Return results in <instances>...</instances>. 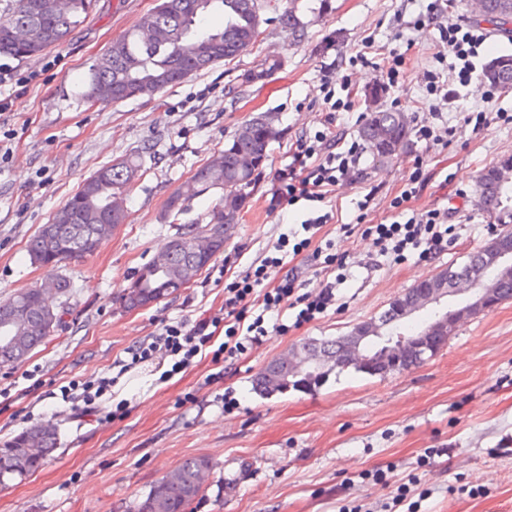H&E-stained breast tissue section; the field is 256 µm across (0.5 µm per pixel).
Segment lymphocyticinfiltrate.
Instances as JSON below:
<instances>
[{"instance_id":"lymphocytic-infiltrate-1","label":"lymphocytic infiltrate","mask_w":512,"mask_h":512,"mask_svg":"<svg viewBox=\"0 0 512 512\" xmlns=\"http://www.w3.org/2000/svg\"><path fill=\"white\" fill-rule=\"evenodd\" d=\"M335 111H326L323 130L316 134L314 143L300 141L287 167L276 174L277 188L271 198L272 208L293 205L299 201L324 202L332 193L340 174L348 172L360 162L356 147L340 151L336 148ZM373 235L379 255L402 261L407 253L419 250L430 253L448 242L449 228L443 224L439 213H427L425 219L407 220L405 223L373 224L367 229ZM268 266H259L252 279L234 281L224 288L222 313L200 316L191 323L166 324L158 332L147 336L129 350L131 365L137 366L156 359L171 360V374H178L191 366L195 357L209 346L211 326L227 322L230 344L221 347L225 359H234L245 349L260 345L266 334L264 316L278 313L284 307L297 309L296 323L314 320L316 314L324 312L336 302V286L326 283L317 292H300L295 277H280L277 285L264 293H257L267 277ZM245 326L244 336H237V326ZM112 379L103 378L95 382L74 381L64 387L61 397L71 413L82 416L95 413L96 402L109 392Z\"/></svg>"}]
</instances>
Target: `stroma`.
<instances>
[{
    "label": "stroma",
    "instance_id": "1",
    "mask_svg": "<svg viewBox=\"0 0 512 512\" xmlns=\"http://www.w3.org/2000/svg\"><path fill=\"white\" fill-rule=\"evenodd\" d=\"M156 0H95L67 37L41 55L0 57V300L48 274L26 245L91 173L135 155L141 175L127 191L128 217L97 251L55 270L72 285L62 323L21 363L0 367V443L54 423L60 446L36 472L0 486V512H132L165 473L185 459L209 461L207 483L190 512H512V299L462 320L445 348L419 368L384 376L348 369L316 389L263 396L257 373L308 338L341 336L378 316L419 280L466 261L503 227L476 202L480 171L512 157V90L485 97L458 81L462 66L443 37L454 23L481 36L473 59L512 54V38L480 22L471 0H297L307 36L289 42L276 7L261 11L259 40L236 68L218 64L154 97L89 106L83 81L94 60L136 27ZM404 58L402 78L387 72ZM279 62L264 86L243 83L261 61ZM438 79L439 91L429 88ZM459 91L457 103L442 100ZM337 133L359 142L378 109L404 112L407 142L379 164L363 153L305 232V203L269 211L276 172L298 140L322 129L327 99ZM278 116L282 136L248 191L222 257L191 285L148 309L122 296L140 266L157 259L175 229L170 195L189 181L253 114ZM430 126L435 136L421 139ZM412 197L403 208L394 202ZM438 210L454 240L445 250L394 263L377 254L366 227ZM307 289L336 282V303L299 325L289 309L266 319L265 342L232 369L202 359L166 376L151 364L122 371L126 350L163 324L195 320L224 304V286L277 257ZM307 248H299L302 239ZM331 246L345 269L325 266ZM344 282H337V275ZM286 331H279L277 323ZM114 378L101 412L126 402L107 424L64 413L61 389L73 380Z\"/></svg>",
    "mask_w": 512,
    "mask_h": 512
}]
</instances>
